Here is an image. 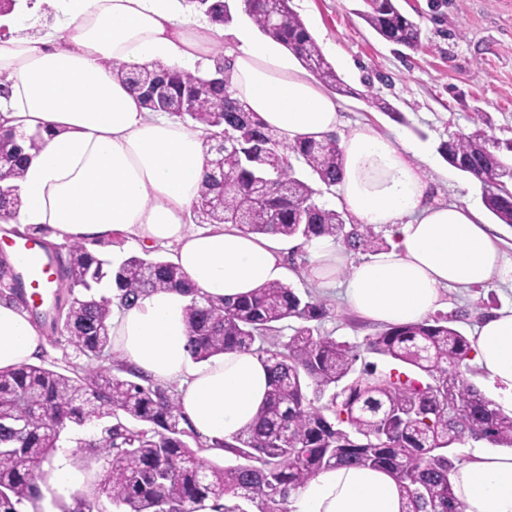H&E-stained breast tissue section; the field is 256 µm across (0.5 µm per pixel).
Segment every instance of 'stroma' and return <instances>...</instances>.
<instances>
[{"instance_id":"stroma-1","label":"stroma","mask_w":512,"mask_h":512,"mask_svg":"<svg viewBox=\"0 0 512 512\" xmlns=\"http://www.w3.org/2000/svg\"><path fill=\"white\" fill-rule=\"evenodd\" d=\"M401 11L420 21L417 48L382 40L362 19L364 0H293L325 58L350 86L337 94L344 115L340 134L369 124L392 139L425 153L427 175L444 202L482 205L479 183L450 166L438 153L449 136L486 126L490 136L512 141V0H398ZM387 101L386 114L371 105V98ZM310 254L295 244L285 256L293 270L291 285L303 295L326 301L329 311L316 321L317 333L352 344L381 332L379 324L350 310L340 291L311 280ZM512 307V282L494 281L483 287L449 289L440 314L448 316L466 337H473L484 317ZM34 324L45 339L36 364L65 373L93 367L68 336L51 331L41 316ZM96 427L62 433L53 469L40 488L44 512H60L73 496L91 495L95 478L106 471L104 461L85 458L77 440L99 436ZM74 477L72 486L60 483L61 472Z\"/></svg>"}]
</instances>
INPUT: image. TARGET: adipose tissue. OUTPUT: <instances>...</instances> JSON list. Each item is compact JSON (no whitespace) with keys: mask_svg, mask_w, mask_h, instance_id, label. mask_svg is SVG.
Returning <instances> with one entry per match:
<instances>
[{"mask_svg":"<svg viewBox=\"0 0 512 512\" xmlns=\"http://www.w3.org/2000/svg\"><path fill=\"white\" fill-rule=\"evenodd\" d=\"M55 3V23L39 39H0V74L9 80L0 91V131L43 135L18 183L24 204L9 224L48 229L53 240L171 245L189 285L211 296H244L288 281L287 239L232 224L188 229L185 216L210 161L202 134L149 111L109 64L200 65L215 42L232 35L230 90L286 146L336 132L343 117L335 97L281 44L246 24L225 32L185 14L179 0ZM340 148V204L354 223L395 236L389 250L356 264L346 279L341 247L324 238L307 245L309 275L323 286L343 285L357 313L390 326L419 322L442 305L448 287L512 277L479 209L433 199L427 160L412 147L361 124ZM189 302V295L165 290L113 311L112 347L155 382L178 384L181 411L204 441L229 439L254 423L269 390L268 365L247 351L194 365L186 351ZM472 343L494 402L512 413V308L487 317ZM43 345L25 312L0 302V370L31 363ZM452 487L463 512H512V451L475 450ZM288 508L402 512V499L387 472L336 467L298 489Z\"/></svg>","mask_w":512,"mask_h":512,"instance_id":"obj_1","label":"adipose tissue"}]
</instances>
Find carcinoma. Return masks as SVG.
<instances>
[{"mask_svg":"<svg viewBox=\"0 0 512 512\" xmlns=\"http://www.w3.org/2000/svg\"><path fill=\"white\" fill-rule=\"evenodd\" d=\"M215 23L233 20L228 0H183ZM259 31L289 49L323 86L347 92L335 68L291 7L292 0H241ZM385 41L416 48L418 23L395 0H374L363 14ZM131 86L163 82L167 107L147 94L144 104L164 111L204 133L212 156L193 220L236 224L256 235L310 241L329 237L349 249L378 253L390 248L374 228L349 224L345 213L320 203L315 184L340 181L342 154L335 137L284 146L273 131L232 97L228 82L171 67L116 68ZM43 137L0 133V214L15 215L22 201L11 182L20 179ZM500 143L478 127L442 142L438 152L451 166L478 181L484 203L501 223L512 226V162L494 152ZM306 172L301 175L294 166ZM59 261L61 283L86 295L73 300L60 323L84 355L98 358L112 347V305L132 307L156 291L177 289L191 295L186 308L187 349L197 362L226 351H249L269 364L270 389L255 424L211 449L240 462L219 466L191 449L202 447L183 420L178 395L117 361V370L97 366L70 376L42 365L0 371V512H43L39 480L52 467L63 429L84 428L105 418L89 456L108 461L93 497L123 512H240L225 498L243 499L257 512H288L291 495L321 471L365 467L387 472L402 498V512H463L452 492L453 450L470 441L512 449V414L502 412L463 377L472 345L449 325L448 317L390 326L360 345L314 334L309 323L326 314L325 304L305 298L281 282L236 300L202 295L180 268L161 257L131 255L108 271L82 243L66 245ZM111 277L116 298H95L92 289ZM25 301L14 270L0 261V289ZM299 326L288 341L256 346L277 324ZM405 367L382 371L362 354ZM362 367H357V362Z\"/></svg>","mask_w":512,"mask_h":512,"instance_id":"1","label":"carcinoma"}]
</instances>
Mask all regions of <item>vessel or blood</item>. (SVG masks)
<instances>
[{
    "instance_id": "obj_1",
    "label": "vessel or blood",
    "mask_w": 512,
    "mask_h": 512,
    "mask_svg": "<svg viewBox=\"0 0 512 512\" xmlns=\"http://www.w3.org/2000/svg\"><path fill=\"white\" fill-rule=\"evenodd\" d=\"M9 249L17 258V267L32 306H41L50 289L59 283V263L49 257L30 238H0V249Z\"/></svg>"
}]
</instances>
